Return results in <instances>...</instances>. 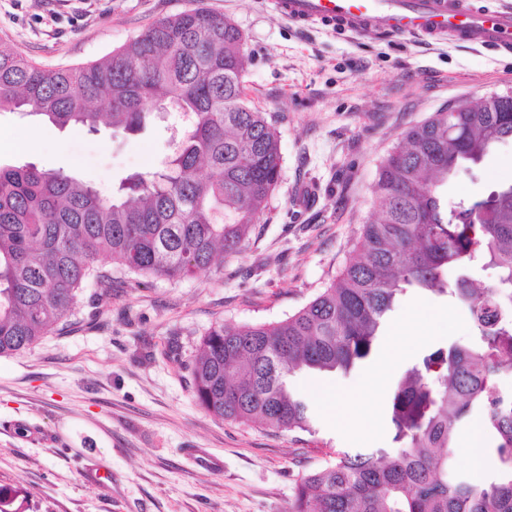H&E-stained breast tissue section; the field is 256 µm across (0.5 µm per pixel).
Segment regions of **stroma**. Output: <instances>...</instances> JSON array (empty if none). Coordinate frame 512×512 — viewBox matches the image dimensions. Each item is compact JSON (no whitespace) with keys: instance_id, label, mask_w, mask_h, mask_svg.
<instances>
[{"instance_id":"stroma-1","label":"stroma","mask_w":512,"mask_h":512,"mask_svg":"<svg viewBox=\"0 0 512 512\" xmlns=\"http://www.w3.org/2000/svg\"><path fill=\"white\" fill-rule=\"evenodd\" d=\"M192 8L241 31L244 92L278 132L281 178L223 271L145 285L113 272L110 298L84 290L67 325L0 357V495L13 512H287L300 478L334 450L394 453L388 404L404 368L474 336L448 297L411 289L364 366L292 377L316 434L220 420L199 405L191 364L205 332L278 322L314 299L374 217L377 168L401 136L434 112L512 91V57L448 39L301 26L272 0H0V41L47 67L76 66ZM170 127L58 129L2 110L0 164L61 170L108 193L127 174L158 168ZM511 183L507 140L440 192L453 203ZM34 428L43 440H29ZM192 448L221 457L223 472L203 473Z\"/></svg>"}]
</instances>
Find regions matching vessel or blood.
<instances>
[{
  "label": "vessel or blood",
  "instance_id": "vessel-or-blood-1",
  "mask_svg": "<svg viewBox=\"0 0 512 512\" xmlns=\"http://www.w3.org/2000/svg\"><path fill=\"white\" fill-rule=\"evenodd\" d=\"M301 25L326 22L355 35L420 33L479 44L512 57V9H473L466 0H274Z\"/></svg>",
  "mask_w": 512,
  "mask_h": 512
}]
</instances>
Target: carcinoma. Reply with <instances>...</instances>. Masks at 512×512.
I'll return each instance as SVG.
<instances>
[{"label": "carcinoma", "mask_w": 512, "mask_h": 512, "mask_svg": "<svg viewBox=\"0 0 512 512\" xmlns=\"http://www.w3.org/2000/svg\"><path fill=\"white\" fill-rule=\"evenodd\" d=\"M243 36L194 9L152 22L86 64L46 68L0 43V110L51 124L144 127L162 102L185 128L162 169L133 173L106 195L61 170L0 165V357L32 349L65 325L92 284L109 294L116 269L179 281L219 270L268 208L281 177L277 131L243 95ZM99 106L102 111H94ZM512 138V97L492 111L441 110L405 132L381 163V201L341 274L287 319L210 327L192 361L199 404L224 420L316 433L297 372L348 374L371 356L398 297L450 293L475 340L439 347L398 378L389 409L396 453L338 449L304 475L288 512H512V184L448 206L439 184ZM497 270L474 288L476 255ZM480 419L495 477L474 485L453 469L461 428Z\"/></svg>", "instance_id": "cac0c4a2"}]
</instances>
